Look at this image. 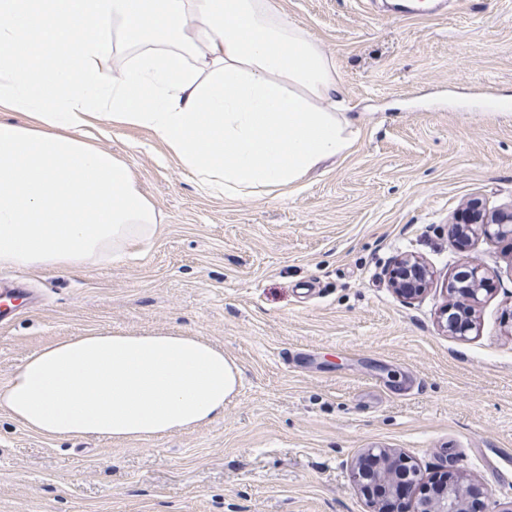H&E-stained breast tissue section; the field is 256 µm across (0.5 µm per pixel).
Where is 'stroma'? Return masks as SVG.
<instances>
[{
	"label": "stroma",
	"mask_w": 512,
	"mask_h": 512,
	"mask_svg": "<svg viewBox=\"0 0 512 512\" xmlns=\"http://www.w3.org/2000/svg\"><path fill=\"white\" fill-rule=\"evenodd\" d=\"M336 62L359 117L351 152L294 188L243 201L202 191L143 128L96 120L160 213L120 261L0 268L36 305L0 326V387L25 358L96 330L207 337L242 372L223 418L152 440H49L0 413V512H373L351 467L369 448L474 481L481 512L512 501V248H458L462 204L512 205V0H450L411 19L383 0H277ZM421 257L407 302L385 271ZM476 258L490 289L466 336L439 323Z\"/></svg>",
	"instance_id": "stroma-1"
}]
</instances>
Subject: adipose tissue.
Returning <instances> with one entry per match:
<instances>
[{
  "label": "adipose tissue",
  "mask_w": 512,
  "mask_h": 512,
  "mask_svg": "<svg viewBox=\"0 0 512 512\" xmlns=\"http://www.w3.org/2000/svg\"><path fill=\"white\" fill-rule=\"evenodd\" d=\"M336 63L272 0H0V267L120 260L159 215L87 141L141 127L198 186L244 200L355 143ZM241 370L182 332L92 331L30 354L0 412L47 438L120 444L210 424Z\"/></svg>",
  "instance_id": "adipose-tissue-1"
}]
</instances>
